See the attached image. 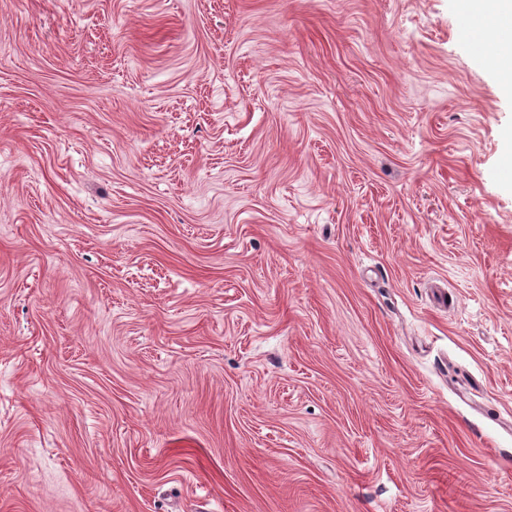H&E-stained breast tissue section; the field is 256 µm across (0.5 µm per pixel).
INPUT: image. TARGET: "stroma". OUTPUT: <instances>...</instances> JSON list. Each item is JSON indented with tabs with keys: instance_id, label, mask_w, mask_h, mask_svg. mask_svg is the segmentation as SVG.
Segmentation results:
<instances>
[{
	"instance_id": "1",
	"label": "stroma",
	"mask_w": 512,
	"mask_h": 512,
	"mask_svg": "<svg viewBox=\"0 0 512 512\" xmlns=\"http://www.w3.org/2000/svg\"><path fill=\"white\" fill-rule=\"evenodd\" d=\"M455 0H0V512H512V97Z\"/></svg>"
}]
</instances>
